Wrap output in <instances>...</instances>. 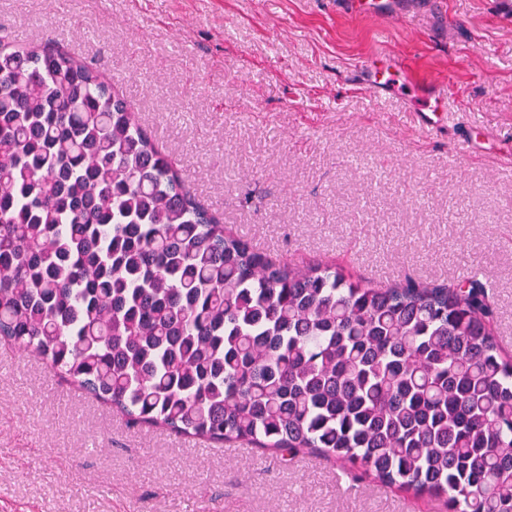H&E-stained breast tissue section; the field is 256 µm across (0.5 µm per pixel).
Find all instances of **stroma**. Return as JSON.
<instances>
[{"instance_id": "obj_1", "label": "stroma", "mask_w": 512, "mask_h": 512, "mask_svg": "<svg viewBox=\"0 0 512 512\" xmlns=\"http://www.w3.org/2000/svg\"><path fill=\"white\" fill-rule=\"evenodd\" d=\"M51 40L130 100L196 200L276 261L389 287L477 275L512 356V9L507 0H0V37ZM446 115L370 94L379 42ZM0 512H440L305 453L210 450L0 344Z\"/></svg>"}]
</instances>
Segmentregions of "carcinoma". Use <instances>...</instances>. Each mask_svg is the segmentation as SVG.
<instances>
[{"instance_id":"cac0c4a2","label":"carcinoma","mask_w":512,"mask_h":512,"mask_svg":"<svg viewBox=\"0 0 512 512\" xmlns=\"http://www.w3.org/2000/svg\"><path fill=\"white\" fill-rule=\"evenodd\" d=\"M474 277L364 285L228 234L91 65L0 39V341L162 427L512 512V357Z\"/></svg>"}]
</instances>
